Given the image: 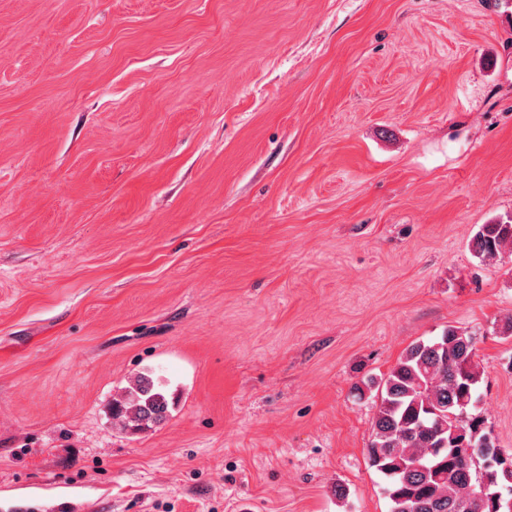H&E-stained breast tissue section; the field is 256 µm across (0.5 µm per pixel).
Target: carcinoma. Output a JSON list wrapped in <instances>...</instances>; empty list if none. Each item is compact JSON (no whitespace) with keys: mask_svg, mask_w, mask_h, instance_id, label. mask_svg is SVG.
I'll return each mask as SVG.
<instances>
[{"mask_svg":"<svg viewBox=\"0 0 512 512\" xmlns=\"http://www.w3.org/2000/svg\"><path fill=\"white\" fill-rule=\"evenodd\" d=\"M512 248V221L483 224L471 239L474 255L497 259ZM474 337L450 326L433 341L411 344L380 381L377 413L367 448L370 467L383 480L390 512H499L495 493L512 454L495 443L484 418L473 412L481 372L473 359ZM163 385L136 376L121 398L112 400V417L131 432L167 417ZM460 425L462 433L452 435ZM485 448L476 458L462 448Z\"/></svg>","mask_w":512,"mask_h":512,"instance_id":"obj_1","label":"carcinoma"}]
</instances>
